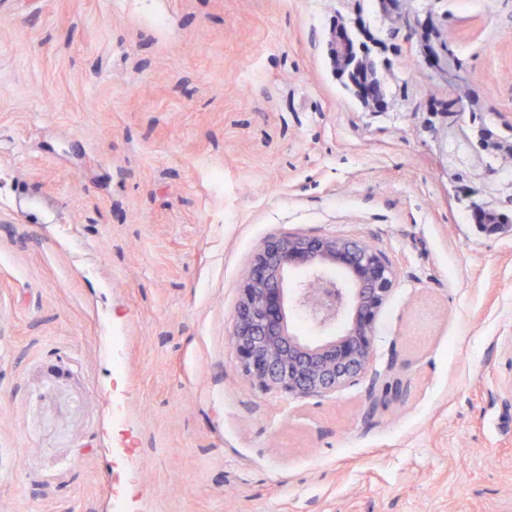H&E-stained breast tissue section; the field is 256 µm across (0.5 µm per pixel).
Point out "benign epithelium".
Wrapping results in <instances>:
<instances>
[{
    "mask_svg": "<svg viewBox=\"0 0 512 512\" xmlns=\"http://www.w3.org/2000/svg\"><path fill=\"white\" fill-rule=\"evenodd\" d=\"M334 61L371 68L340 44ZM297 268L307 277L288 287ZM336 268L345 279L333 280ZM396 281L393 264L360 239L286 234L267 240L242 273L232 340L248 379L265 391L297 398L321 397L368 376L374 320ZM304 314L324 334L312 344L290 331L288 314Z\"/></svg>",
    "mask_w": 512,
    "mask_h": 512,
    "instance_id": "7a95c632",
    "label": "benign epithelium"
}]
</instances>
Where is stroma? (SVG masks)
I'll list each match as a JSON object with an SVG mask.
<instances>
[{
	"label": "stroma",
	"instance_id": "35a3bbf8",
	"mask_svg": "<svg viewBox=\"0 0 512 512\" xmlns=\"http://www.w3.org/2000/svg\"><path fill=\"white\" fill-rule=\"evenodd\" d=\"M425 8L0 0V512H512V202L486 232L438 150L454 97L469 155L512 145V0ZM356 22L380 109L330 54ZM284 233L393 263L376 377L243 374L241 275Z\"/></svg>",
	"mask_w": 512,
	"mask_h": 512
}]
</instances>
